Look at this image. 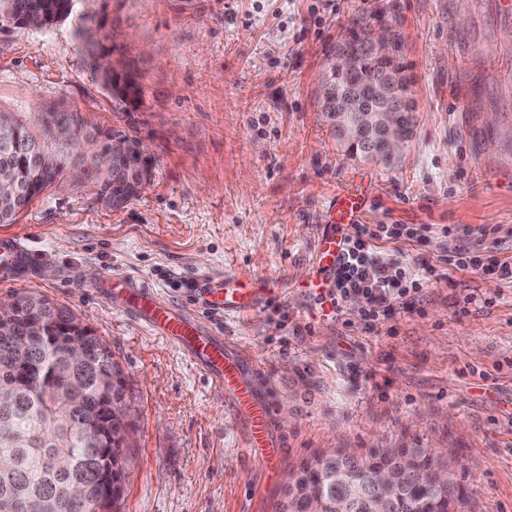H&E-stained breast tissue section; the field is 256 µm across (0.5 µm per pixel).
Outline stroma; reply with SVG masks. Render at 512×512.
Here are the masks:
<instances>
[{
    "instance_id": "35a3bbf8",
    "label": "stroma",
    "mask_w": 512,
    "mask_h": 512,
    "mask_svg": "<svg viewBox=\"0 0 512 512\" xmlns=\"http://www.w3.org/2000/svg\"><path fill=\"white\" fill-rule=\"evenodd\" d=\"M496 0H75L53 26L0 31V110L76 112L136 141L152 170L125 207L56 182L0 224L39 253L0 278L71 309L112 350L134 439L118 512H276L321 450L451 448L459 512H512V15ZM109 15L137 96L112 98L82 34ZM395 21L416 102L391 163L340 151L320 112L324 60L354 23ZM340 193L399 266H435L412 309L367 323L302 286ZM413 239H406L407 229ZM474 265L445 264L450 249ZM150 284L246 362L274 412L279 461L246 448L223 396L167 342L98 292ZM245 277L256 311L205 310L199 283ZM476 303H464L465 295Z\"/></svg>"
}]
</instances>
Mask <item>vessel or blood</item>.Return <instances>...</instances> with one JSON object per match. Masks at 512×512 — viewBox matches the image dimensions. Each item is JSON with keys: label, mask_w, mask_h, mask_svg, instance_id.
Instances as JSON below:
<instances>
[{"label": "vessel or blood", "mask_w": 512, "mask_h": 512, "mask_svg": "<svg viewBox=\"0 0 512 512\" xmlns=\"http://www.w3.org/2000/svg\"><path fill=\"white\" fill-rule=\"evenodd\" d=\"M342 237L336 229L321 235L316 271L307 281L309 290L325 293L336 271ZM32 258L19 244L0 249V268L15 274ZM205 293L216 298L228 312H248L256 304V290L251 281L240 278L234 284L203 281ZM108 300L142 321L155 335L178 348L227 397L233 413L248 428V445L266 449V464H274L276 452L270 451L272 408L247 373L243 359L224 346V339L204 332L198 322L182 314L163 300L156 290L137 285L128 277H107L101 284Z\"/></svg>", "instance_id": "obj_1"}]
</instances>
